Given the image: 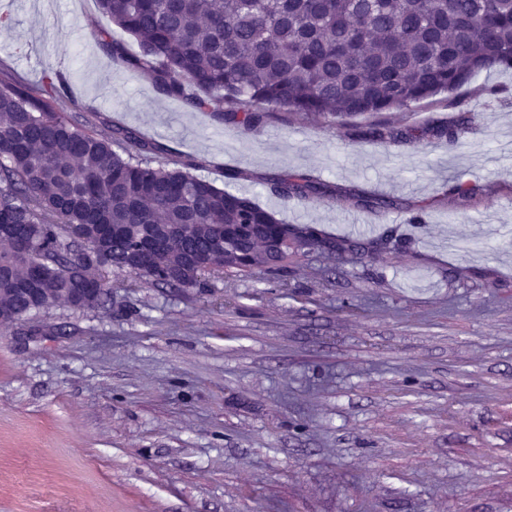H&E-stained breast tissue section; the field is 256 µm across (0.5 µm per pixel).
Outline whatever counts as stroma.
<instances>
[{"mask_svg": "<svg viewBox=\"0 0 512 512\" xmlns=\"http://www.w3.org/2000/svg\"><path fill=\"white\" fill-rule=\"evenodd\" d=\"M0 12V69L60 73L88 128L135 129L285 223L395 240L190 288L115 271L104 307L1 326L0 512H512V104L488 95L511 71L382 113L403 139L362 144L368 114L185 109L106 53L104 30L137 43L96 0ZM461 114L457 144L433 135ZM286 173L329 192L282 198Z\"/></svg>", "mask_w": 512, "mask_h": 512, "instance_id": "1", "label": "stroma"}]
</instances>
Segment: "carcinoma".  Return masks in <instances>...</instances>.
Here are the masks:
<instances>
[{
  "label": "carcinoma",
  "mask_w": 512,
  "mask_h": 512,
  "mask_svg": "<svg viewBox=\"0 0 512 512\" xmlns=\"http://www.w3.org/2000/svg\"><path fill=\"white\" fill-rule=\"evenodd\" d=\"M138 40L128 70L200 111L226 112L243 127L284 109L312 120L380 114L452 92L478 73L512 69V0H98ZM60 85L31 86L0 69V309L22 320L65 306L71 288L100 289L104 270L170 288L207 274H250L274 262L278 240L299 250L355 251L349 239L285 224L251 198L161 162L157 144L127 129H87L57 111ZM362 142L395 138L377 122ZM283 198H321L303 174L272 181ZM21 288H46L27 297Z\"/></svg>",
  "instance_id": "carcinoma-1"
}]
</instances>
